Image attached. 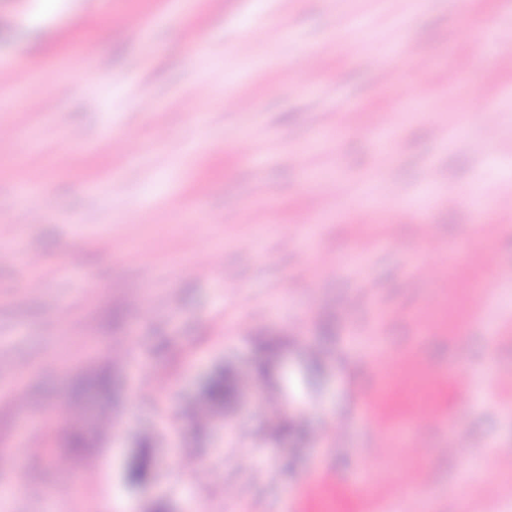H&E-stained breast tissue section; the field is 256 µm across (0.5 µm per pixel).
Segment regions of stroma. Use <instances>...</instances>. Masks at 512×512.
Listing matches in <instances>:
<instances>
[{
  "instance_id": "1",
  "label": "stroma",
  "mask_w": 512,
  "mask_h": 512,
  "mask_svg": "<svg viewBox=\"0 0 512 512\" xmlns=\"http://www.w3.org/2000/svg\"><path fill=\"white\" fill-rule=\"evenodd\" d=\"M20 57L0 512H512V0H0ZM239 390V380L225 370L209 377L202 391L200 402L194 406V411L199 418L203 412L210 409H223L224 404H230Z\"/></svg>"
}]
</instances>
